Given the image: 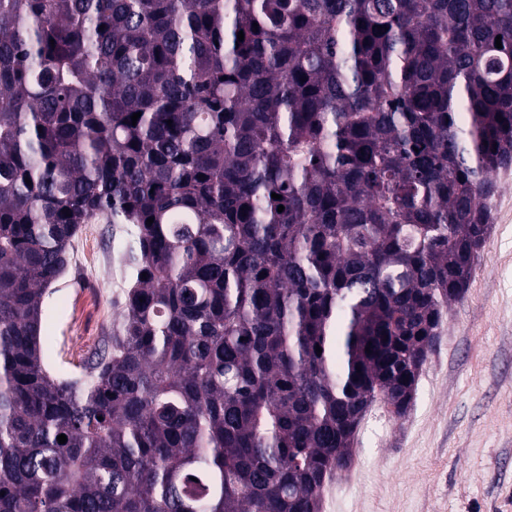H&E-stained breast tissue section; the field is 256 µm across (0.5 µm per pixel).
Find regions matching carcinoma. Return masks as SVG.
I'll return each mask as SVG.
<instances>
[{"instance_id":"carcinoma-1","label":"carcinoma","mask_w":512,"mask_h":512,"mask_svg":"<svg viewBox=\"0 0 512 512\" xmlns=\"http://www.w3.org/2000/svg\"><path fill=\"white\" fill-rule=\"evenodd\" d=\"M510 166L512 0H0V512H320ZM86 224L132 283L59 379ZM115 225L122 224H86L82 228L69 249V263L64 275L45 296L42 336L50 342L45 366L57 377L67 378L80 373L84 361L112 329L114 302L124 295L113 297V289L126 291L130 284L128 267H125L126 282L117 287L108 264L93 267L85 264L80 256V245L87 237V247L97 258H110L115 252L124 260L134 237L129 226L122 236L115 237Z\"/></svg>"}]
</instances>
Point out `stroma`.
Here are the masks:
<instances>
[{
	"mask_svg": "<svg viewBox=\"0 0 512 512\" xmlns=\"http://www.w3.org/2000/svg\"><path fill=\"white\" fill-rule=\"evenodd\" d=\"M492 224L469 288L445 314L402 418L377 402L362 418L349 467L324 484L321 512H512V168L497 175ZM96 257L126 254L131 233L89 224ZM109 266L70 251L45 296L46 367L67 378L110 331Z\"/></svg>",
	"mask_w": 512,
	"mask_h": 512,
	"instance_id": "35a3bbf8",
	"label": "stroma"
}]
</instances>
